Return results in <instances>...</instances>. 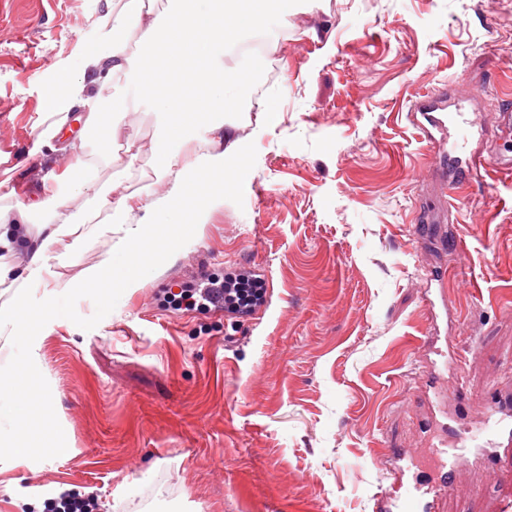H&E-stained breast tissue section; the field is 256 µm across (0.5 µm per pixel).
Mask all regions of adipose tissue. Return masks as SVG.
Here are the masks:
<instances>
[{
	"label": "adipose tissue",
	"mask_w": 512,
	"mask_h": 512,
	"mask_svg": "<svg viewBox=\"0 0 512 512\" xmlns=\"http://www.w3.org/2000/svg\"><path fill=\"white\" fill-rule=\"evenodd\" d=\"M168 21H161L143 0H127L120 16L104 12L96 47L78 62L77 78L63 96L51 98L55 118L36 136L35 153L76 155L84 134L101 126L122 133L129 158H136L138 136L125 117L128 92L140 91L153 76L158 91L148 98L165 117L153 145L164 162L159 175L165 190H146L138 202L110 185L94 190L88 204L70 214L62 209L83 184L69 189L42 179L43 194L29 206L0 205V251L16 256L0 263V288L12 290L0 308V473L32 465L42 448L61 452L63 433L49 430L50 417L38 415L15 391L20 379L43 380L36 352L39 338L17 316L34 309L59 322L68 317L65 296L81 292L97 303H111L153 278L173 253L165 242L184 226L205 224L224 196V188L194 184L197 173L224 169L245 146L235 125L224 118L226 103L242 101L240 73L255 71L254 61L236 58L238 37L266 30L295 13L300 0H274L272 8L243 10L241 0H171ZM197 139L191 154L174 150V141ZM41 222H33V214ZM102 236L109 249L96 264L72 279L63 270L68 254L88 239Z\"/></svg>",
	"instance_id": "ef3b65f1"
}]
</instances>
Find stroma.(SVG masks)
Masks as SVG:
<instances>
[{
	"label": "stroma",
	"instance_id": "stroma-1",
	"mask_svg": "<svg viewBox=\"0 0 512 512\" xmlns=\"http://www.w3.org/2000/svg\"><path fill=\"white\" fill-rule=\"evenodd\" d=\"M105 0H0V182L26 205L47 171L31 152L51 90L97 43ZM256 79L276 102L265 137L237 118L246 174L180 255L141 288L94 306L73 296L38 353L40 387L71 449L11 471L0 512L67 485L109 512H375L391 480L380 458L431 437L419 342L423 290L448 273V320L476 422L512 389V178L489 174L438 203L455 166L424 161L411 102L443 84L478 89L493 126L512 98V0H313L272 24ZM130 119L94 184L138 192L160 171L162 115ZM448 244L418 239L420 207ZM241 265L273 284L266 312L235 321L158 304L165 289ZM445 512H512V457L461 470Z\"/></svg>",
	"mask_w": 512,
	"mask_h": 512
}]
</instances>
